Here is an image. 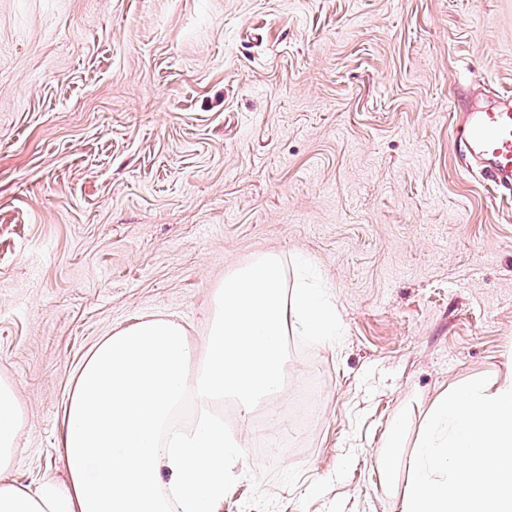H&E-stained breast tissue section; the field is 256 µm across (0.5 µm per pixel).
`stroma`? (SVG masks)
<instances>
[{"label": "stroma", "mask_w": 512, "mask_h": 512, "mask_svg": "<svg viewBox=\"0 0 512 512\" xmlns=\"http://www.w3.org/2000/svg\"><path fill=\"white\" fill-rule=\"evenodd\" d=\"M488 80L512 92V0H0L13 480L65 478L102 338L156 317L203 346L225 276L273 254L339 335H290V384L229 421L222 512H398L431 408L512 368V206L448 122Z\"/></svg>", "instance_id": "1"}]
</instances>
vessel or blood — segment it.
I'll return each mask as SVG.
<instances>
[{
  "label": "vessel or blood",
  "mask_w": 512,
  "mask_h": 512,
  "mask_svg": "<svg viewBox=\"0 0 512 512\" xmlns=\"http://www.w3.org/2000/svg\"><path fill=\"white\" fill-rule=\"evenodd\" d=\"M455 141L475 164L488 188L503 201L512 200V95L497 93L481 108L455 94L452 113Z\"/></svg>",
  "instance_id": "1"
}]
</instances>
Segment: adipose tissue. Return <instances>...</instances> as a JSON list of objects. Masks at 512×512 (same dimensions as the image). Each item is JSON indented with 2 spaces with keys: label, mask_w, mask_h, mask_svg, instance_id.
<instances>
[{
  "label": "adipose tissue",
  "mask_w": 512,
  "mask_h": 512,
  "mask_svg": "<svg viewBox=\"0 0 512 512\" xmlns=\"http://www.w3.org/2000/svg\"><path fill=\"white\" fill-rule=\"evenodd\" d=\"M322 340L337 333L322 289L283 288L267 255L225 278L203 351L182 325L140 321L86 356L67 401V478L29 488L8 479L23 421L15 387L0 380V512H220L225 472L243 451L224 439L214 402L242 413L279 394L289 323Z\"/></svg>",
  "instance_id": "1"
}]
</instances>
